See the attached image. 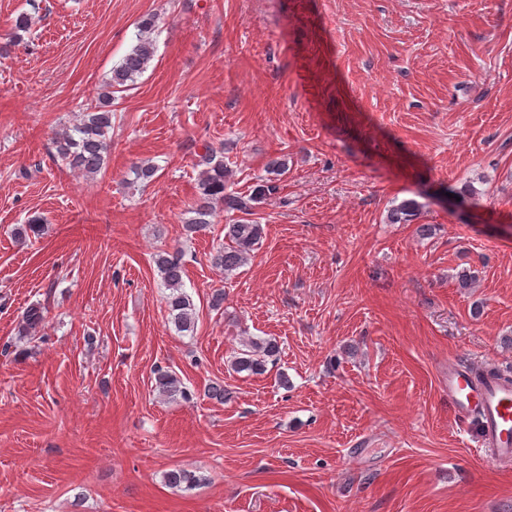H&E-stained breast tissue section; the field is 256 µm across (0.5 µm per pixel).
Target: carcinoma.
<instances>
[{
  "label": "carcinoma",
  "instance_id": "1",
  "mask_svg": "<svg viewBox=\"0 0 512 512\" xmlns=\"http://www.w3.org/2000/svg\"><path fill=\"white\" fill-rule=\"evenodd\" d=\"M32 26L31 17L22 13L14 20L8 41L0 46L6 51L11 46L24 42ZM156 19L152 14L142 17L137 22V43L124 56L122 61L112 69L109 87L128 89L135 85L149 67L154 56L152 34L155 31ZM112 95H104V103L99 109L81 112L72 126L64 129L56 139L57 157L72 170L86 176H95L106 168L108 153L111 147L109 132L112 130ZM202 170L197 184L194 202L188 209L190 217L184 221L188 233H197L213 223L217 212H233L242 214L241 219L233 224L224 225V239L227 243L212 256L215 267L230 275L248 260L262 238L263 227L249 219L256 205L265 197L277 191L273 179L256 186L250 194L238 193L230 189V170L224 165V149L207 148ZM135 179L145 183L152 181L158 167L151 162H141L131 167ZM423 205L414 199L402 201L390 211L393 223H410L420 215ZM43 222L39 218L20 224L13 229L17 239L42 234ZM183 255L179 251L173 253L161 251L155 262L162 282L169 290L165 296L170 321L179 332L194 330L196 307L192 296L184 290ZM47 309L40 303L27 306L17 323V336L25 340L36 335L45 326ZM278 353V345L270 339L247 340L244 349L233 356L230 369L235 373L244 371L258 374L265 370L268 358ZM154 391L163 397L181 396L192 399L191 392L183 386V382L175 372L157 367L153 372ZM206 481V477L194 471L174 467L163 474L165 486L173 490H191Z\"/></svg>",
  "mask_w": 512,
  "mask_h": 512
}]
</instances>
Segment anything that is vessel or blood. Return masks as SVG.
Instances as JSON below:
<instances>
[{"label":"vessel or blood","instance_id":"obj_1","mask_svg":"<svg viewBox=\"0 0 512 512\" xmlns=\"http://www.w3.org/2000/svg\"><path fill=\"white\" fill-rule=\"evenodd\" d=\"M448 402L460 419L480 414L477 443L497 460L512 461V385L478 383L467 365L448 366Z\"/></svg>","mask_w":512,"mask_h":512}]
</instances>
